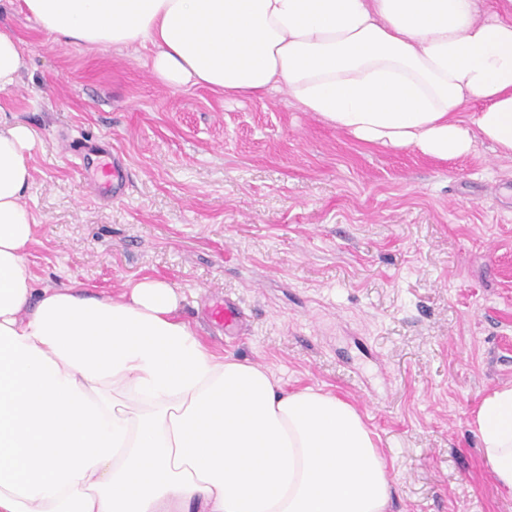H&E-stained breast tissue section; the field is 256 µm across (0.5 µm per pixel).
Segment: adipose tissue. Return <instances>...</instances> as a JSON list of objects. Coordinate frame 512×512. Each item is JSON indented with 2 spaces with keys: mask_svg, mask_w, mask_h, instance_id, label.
I'll return each instance as SVG.
<instances>
[{
  "mask_svg": "<svg viewBox=\"0 0 512 512\" xmlns=\"http://www.w3.org/2000/svg\"><path fill=\"white\" fill-rule=\"evenodd\" d=\"M48 36L151 44L167 85L229 98L286 88L361 143L512 158V0H24ZM35 140L0 122V512H388L362 414L219 353L143 277L120 297L38 285L22 199ZM469 425L512 497V384Z\"/></svg>",
  "mask_w": 512,
  "mask_h": 512,
  "instance_id": "1",
  "label": "adipose tissue"
}]
</instances>
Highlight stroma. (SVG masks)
<instances>
[{"mask_svg":"<svg viewBox=\"0 0 512 512\" xmlns=\"http://www.w3.org/2000/svg\"><path fill=\"white\" fill-rule=\"evenodd\" d=\"M0 30L27 62L0 120L35 137L24 204L39 284L117 296L165 280L214 349L360 410L391 512H512L468 425L512 382L511 158L482 143L448 160L368 146L282 90L173 88L150 45L53 40L23 0L0 6ZM91 144L125 168L122 195L91 186ZM224 297L247 314L241 335L208 321Z\"/></svg>","mask_w":512,"mask_h":512,"instance_id":"1","label":"stroma"}]
</instances>
